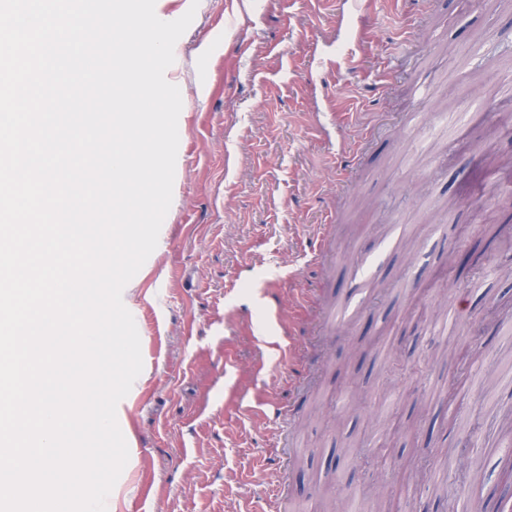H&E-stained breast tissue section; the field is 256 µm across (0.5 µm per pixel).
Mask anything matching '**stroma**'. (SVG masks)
Instances as JSON below:
<instances>
[{"mask_svg": "<svg viewBox=\"0 0 512 512\" xmlns=\"http://www.w3.org/2000/svg\"><path fill=\"white\" fill-rule=\"evenodd\" d=\"M191 8L166 72L183 103L173 200L122 295L143 370L117 406L130 456L106 512H264L281 467L286 512H373L381 497L391 512H455L472 493L464 455L484 494L500 491V453L463 439L475 421L497 436L512 410V332L495 324L512 273L491 249L468 273L512 193V173L479 163L485 148L512 153L495 127L512 96V6L163 5L175 19ZM450 268L464 287L445 288ZM288 403L277 448L271 413ZM439 448L442 499L411 469Z\"/></svg>", "mask_w": 512, "mask_h": 512, "instance_id": "obj_1", "label": "stroma"}]
</instances>
